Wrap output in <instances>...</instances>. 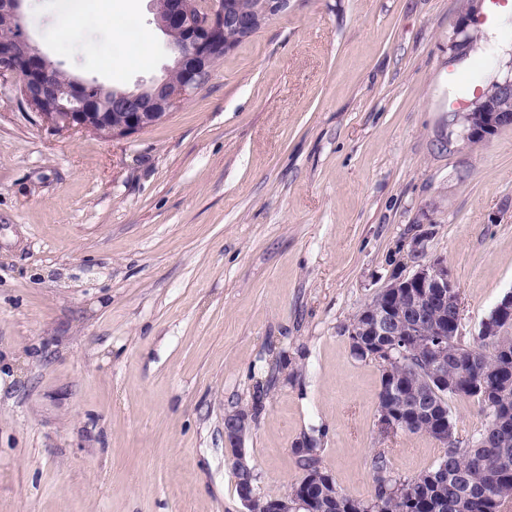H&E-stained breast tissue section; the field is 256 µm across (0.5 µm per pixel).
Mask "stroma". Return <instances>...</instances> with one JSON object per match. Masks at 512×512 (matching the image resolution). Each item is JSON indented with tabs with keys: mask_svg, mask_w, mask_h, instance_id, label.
I'll use <instances>...</instances> for the list:
<instances>
[{
	"mask_svg": "<svg viewBox=\"0 0 512 512\" xmlns=\"http://www.w3.org/2000/svg\"><path fill=\"white\" fill-rule=\"evenodd\" d=\"M461 0H290L163 121L55 128L0 91V512H242L224 417L263 495L319 459L411 477L428 435L377 430L381 371L345 331L419 227L466 338L512 292V127L462 134ZM73 15L82 36L60 27ZM26 0L30 39L128 89L172 66L151 0ZM150 33L149 65L137 37ZM242 413V414H241ZM245 414V415H244ZM245 411H235L224 417V440L228 448H232L233 462L232 469L236 483H248L254 475L252 467L246 460L245 448L243 447L246 435L251 430V421Z\"/></svg>",
	"mask_w": 512,
	"mask_h": 512,
	"instance_id": "stroma-1",
	"label": "stroma"
}]
</instances>
